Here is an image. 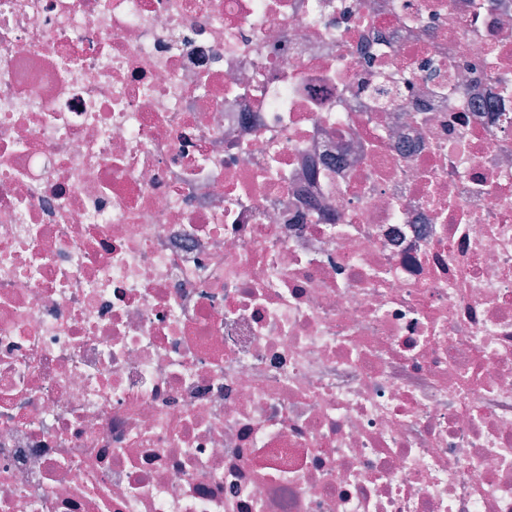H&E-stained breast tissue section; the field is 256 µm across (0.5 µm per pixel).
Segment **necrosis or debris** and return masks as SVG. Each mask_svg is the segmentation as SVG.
<instances>
[{
	"label": "necrosis or debris",
	"instance_id": "1",
	"mask_svg": "<svg viewBox=\"0 0 512 512\" xmlns=\"http://www.w3.org/2000/svg\"><path fill=\"white\" fill-rule=\"evenodd\" d=\"M0 512H512V0H0Z\"/></svg>",
	"mask_w": 512,
	"mask_h": 512
}]
</instances>
